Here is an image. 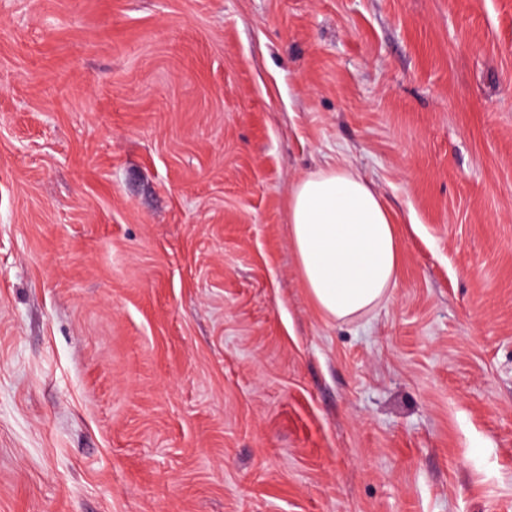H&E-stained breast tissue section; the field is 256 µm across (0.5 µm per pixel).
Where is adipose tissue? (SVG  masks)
Instances as JSON below:
<instances>
[{
  "label": "adipose tissue",
  "mask_w": 512,
  "mask_h": 512,
  "mask_svg": "<svg viewBox=\"0 0 512 512\" xmlns=\"http://www.w3.org/2000/svg\"><path fill=\"white\" fill-rule=\"evenodd\" d=\"M288 221L302 284L327 319L361 317L397 287V226L372 186L350 167L300 178L288 198Z\"/></svg>",
  "instance_id": "ef3b65f1"
}]
</instances>
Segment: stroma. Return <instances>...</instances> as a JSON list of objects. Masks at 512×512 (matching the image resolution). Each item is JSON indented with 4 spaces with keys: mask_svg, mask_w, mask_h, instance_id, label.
Wrapping results in <instances>:
<instances>
[{
    "mask_svg": "<svg viewBox=\"0 0 512 512\" xmlns=\"http://www.w3.org/2000/svg\"><path fill=\"white\" fill-rule=\"evenodd\" d=\"M330 165L404 240L347 322ZM0 512H512V0H0ZM288 221L302 284L327 319L361 317L397 287L403 249L397 226L350 167L300 178L288 198Z\"/></svg>",
    "mask_w": 512,
    "mask_h": 512,
    "instance_id": "obj_1",
    "label": "stroma"
}]
</instances>
